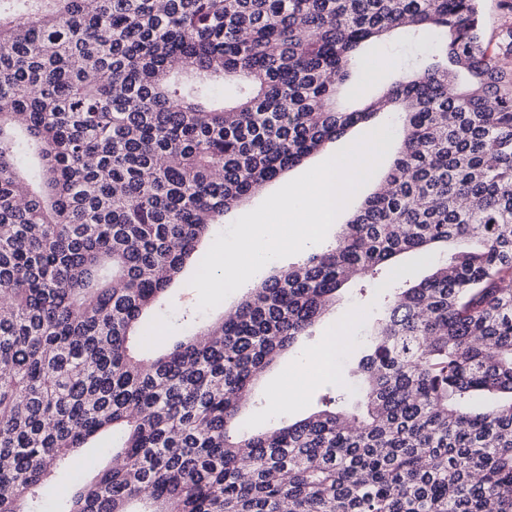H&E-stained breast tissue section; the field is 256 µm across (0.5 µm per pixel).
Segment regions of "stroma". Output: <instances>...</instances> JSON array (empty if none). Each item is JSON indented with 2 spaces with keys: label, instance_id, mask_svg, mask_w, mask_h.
<instances>
[{
  "label": "stroma",
  "instance_id": "1",
  "mask_svg": "<svg viewBox=\"0 0 512 512\" xmlns=\"http://www.w3.org/2000/svg\"><path fill=\"white\" fill-rule=\"evenodd\" d=\"M481 30L484 42L495 55L500 68L511 75L512 9L505 5L504 0H483ZM433 49L431 40L421 41L405 37L369 46L367 53L372 59V65L368 70V77L349 89L344 98L345 105H352L356 99L373 95L391 73L412 66ZM194 272V267H187L172 285L165 306L149 316V326L156 330L158 341L172 343L180 340L185 336L191 322L207 323L222 316L225 309L234 307L244 295L243 290H236L221 306L206 312L199 311L198 294L189 284ZM384 296L385 289L380 284L363 291L355 285L347 288L335 308L262 374L253 388L249 402L241 410L243 430L266 431L283 422L303 419L318 410V393L322 388L318 381L308 385L298 401L289 404L288 408L274 417L267 411L268 397L272 389L283 380L286 371L294 367L301 357L318 349L325 336L335 331L344 313L349 310L355 312L356 319L349 328L348 341L337 358L336 374L343 387L344 411L350 414L360 413L363 399L359 391L361 379L353 371L355 353L364 341L367 320L380 308Z\"/></svg>",
  "mask_w": 512,
  "mask_h": 512
}]
</instances>
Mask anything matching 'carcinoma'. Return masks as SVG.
Masks as SVG:
<instances>
[{
	"instance_id": "obj_1",
	"label": "carcinoma",
	"mask_w": 512,
	"mask_h": 512,
	"mask_svg": "<svg viewBox=\"0 0 512 512\" xmlns=\"http://www.w3.org/2000/svg\"><path fill=\"white\" fill-rule=\"evenodd\" d=\"M395 30L435 54L343 108ZM379 114L392 165L335 245L154 354L143 317L224 213ZM408 251L435 258L412 286ZM381 278L364 412L240 432L264 369ZM105 433L54 512H512V83L479 0H0V512H45ZM110 444L111 440L109 437H102L97 441L96 448L84 449L82 456L88 458L80 464L77 472L80 473L93 464H97L96 470L84 472V479H90L98 469L104 468L110 464L112 458V448H109ZM74 481V471L72 470L67 474L60 475L54 482L43 488L47 512H51L53 510L52 507L55 505L59 497L68 493Z\"/></svg>"
}]
</instances>
